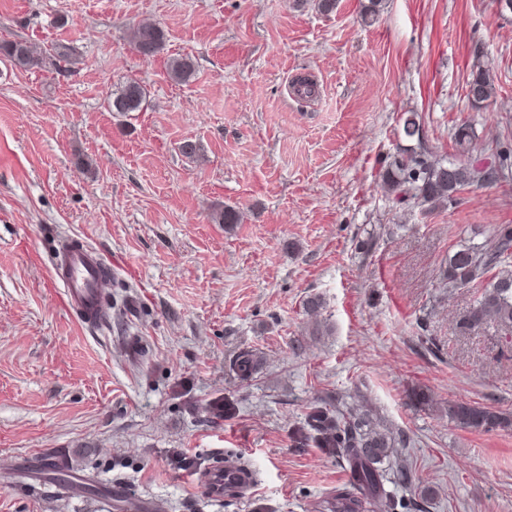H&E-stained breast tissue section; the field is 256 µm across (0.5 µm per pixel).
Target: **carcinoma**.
I'll return each mask as SVG.
<instances>
[{"instance_id": "1", "label": "carcinoma", "mask_w": 512, "mask_h": 512, "mask_svg": "<svg viewBox=\"0 0 512 512\" xmlns=\"http://www.w3.org/2000/svg\"><path fill=\"white\" fill-rule=\"evenodd\" d=\"M129 41L139 55L153 57L163 50L165 33L156 24H139L130 30ZM0 56L19 68H42L48 64L59 68L61 63L69 61L70 48L55 46L53 53L44 56L37 53L27 40L14 38L0 41ZM195 70V62L188 55L169 60L168 73L175 81H189ZM466 93L472 94L469 102L477 108L491 100L495 87L488 68L479 66L472 72L466 82ZM146 97L147 89L140 80L129 77L119 90L110 94L109 108L113 112H137ZM473 139L474 132L468 126H461L455 132V143L462 154L470 152ZM494 171L495 166L478 161L430 162L410 155L391 165L384 178V187L399 202L412 199L421 207H433L452 203L456 194L468 187L483 185ZM494 238V245L489 249L481 246L459 249L440 268L442 287L480 290L473 306L459 320L458 327L463 331H472L493 322L512 332V225L499 226ZM235 368L240 377H250L257 368L254 354L248 351L241 353ZM448 419L465 428H512L511 415L463 399L449 402ZM310 438L346 457L352 476L350 487L336 490L326 501L324 509L328 512H375L377 504L388 502L383 464L390 457L389 449L406 445V435L376 429L365 413L315 406L307 414L300 432V440ZM43 468L53 475V480L69 496L92 491L90 485L72 481L69 462L63 457L46 459Z\"/></svg>"}]
</instances>
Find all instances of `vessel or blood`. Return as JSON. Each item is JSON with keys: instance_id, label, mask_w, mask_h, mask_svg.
I'll return each instance as SVG.
<instances>
[{"instance_id": "b4317fda", "label": "vessel or blood", "mask_w": 512, "mask_h": 512, "mask_svg": "<svg viewBox=\"0 0 512 512\" xmlns=\"http://www.w3.org/2000/svg\"><path fill=\"white\" fill-rule=\"evenodd\" d=\"M107 269L104 257L89 248L59 247L50 270V283L59 288L64 304L80 313L84 322H99L98 289ZM260 478L247 465L227 460L208 467L201 482L215 499L244 494L255 489ZM112 502L116 512H154L155 505L133 498L122 488H114Z\"/></svg>"}]
</instances>
